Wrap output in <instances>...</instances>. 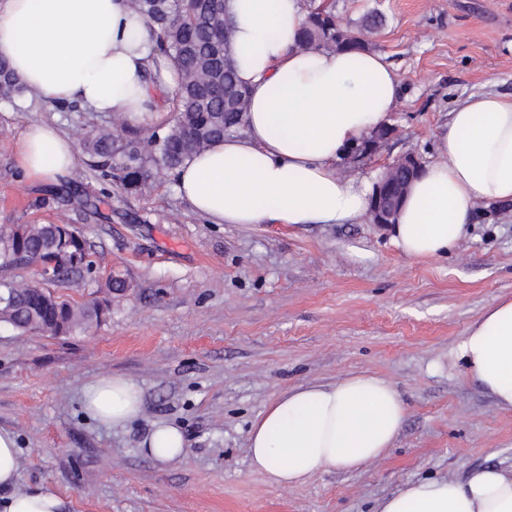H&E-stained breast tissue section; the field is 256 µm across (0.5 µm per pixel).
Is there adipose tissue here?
Listing matches in <instances>:
<instances>
[{
	"mask_svg": "<svg viewBox=\"0 0 512 512\" xmlns=\"http://www.w3.org/2000/svg\"><path fill=\"white\" fill-rule=\"evenodd\" d=\"M232 60L249 91L244 134L187 161L176 189L214 224H358L370 205L366 178L336 164L351 145L387 125L402 94L397 70L377 51L302 49L304 0H225ZM0 58L45 105L77 101L137 120L152 113L156 87L175 84L150 29L127 0H0ZM17 166L32 184L70 176L75 140L56 126H29ZM512 201V99L481 92L450 112L439 157L410 184L392 226L406 256H444L468 232L477 202ZM466 376L512 411V297L485 308L458 347ZM83 407L118 427L142 411V391L124 376L83 389ZM405 406L391 382L354 374L282 393L249 431L251 467L293 487L320 472L366 468L391 448ZM18 447L0 429V512H61L44 484L18 490ZM377 512H512V470L486 467L466 482L416 481Z\"/></svg>",
	"mask_w": 512,
	"mask_h": 512,
	"instance_id": "1",
	"label": "adipose tissue"
}]
</instances>
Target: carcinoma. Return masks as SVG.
<instances>
[{"label": "carcinoma", "mask_w": 512, "mask_h": 512, "mask_svg": "<svg viewBox=\"0 0 512 512\" xmlns=\"http://www.w3.org/2000/svg\"><path fill=\"white\" fill-rule=\"evenodd\" d=\"M129 5L134 14L148 20L156 50L178 72V86L166 98L175 112L174 123L154 130L145 141L102 128L88 133L80 144L103 177L135 189L155 173L175 174L210 143L241 133L248 96L231 61L224 0H129ZM381 23L382 15L375 9L342 26L332 10L318 6L309 11L298 46L371 50L368 34ZM23 92L9 65L0 59V99L12 101ZM73 252L85 258L81 268L93 273L86 241L68 224H24L0 233V268L41 266ZM68 276L65 272L40 281L1 283L0 322L23 333L50 334L57 321L66 323L70 334L89 331L101 321L99 302L78 304L45 287L47 279L65 281Z\"/></svg>", "instance_id": "obj_1"}]
</instances>
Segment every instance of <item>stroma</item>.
<instances>
[{"label": "stroma", "mask_w": 512, "mask_h": 512, "mask_svg": "<svg viewBox=\"0 0 512 512\" xmlns=\"http://www.w3.org/2000/svg\"><path fill=\"white\" fill-rule=\"evenodd\" d=\"M340 21L379 9L370 39L398 71L393 134L371 157L342 156L345 176H372L398 157L428 164L454 106L475 92L512 97V0H320ZM109 115L31 95L0 99V226L70 224L99 264L51 289L73 302L104 297L91 334L22 333L0 323V428L18 439V490L55 486L64 512H375L422 479L464 480L512 468V412L467 381L457 347L499 297L512 296V201L480 203L448 255L417 260L390 228L359 224H209L173 178L134 190L103 180L85 153L59 185L21 176L15 145L48 122L72 137ZM367 372L405 404L392 448L354 473L328 471L297 488L250 468L252 423L302 384ZM135 379L141 415L123 428L89 419L84 385ZM179 428L185 452L161 462L141 443Z\"/></svg>", "instance_id": "stroma-1"}]
</instances>
